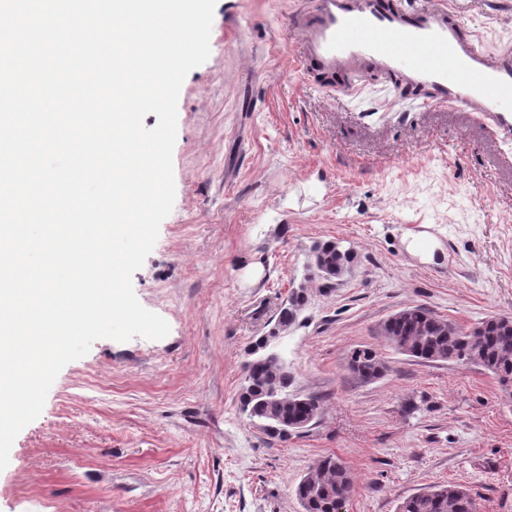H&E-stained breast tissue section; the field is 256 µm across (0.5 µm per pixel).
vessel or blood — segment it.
Returning <instances> with one entry per match:
<instances>
[{
  "label": "vessel or blood",
  "mask_w": 512,
  "mask_h": 512,
  "mask_svg": "<svg viewBox=\"0 0 512 512\" xmlns=\"http://www.w3.org/2000/svg\"><path fill=\"white\" fill-rule=\"evenodd\" d=\"M297 66L314 84L378 75L422 104L476 114L512 140V47L489 48L448 3L310 0L295 16Z\"/></svg>",
  "instance_id": "vessel-or-blood-1"
}]
</instances>
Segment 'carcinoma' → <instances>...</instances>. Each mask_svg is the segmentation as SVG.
Returning a JSON list of instances; mask_svg holds the SVG:
<instances>
[{"mask_svg":"<svg viewBox=\"0 0 512 512\" xmlns=\"http://www.w3.org/2000/svg\"><path fill=\"white\" fill-rule=\"evenodd\" d=\"M355 255L341 249L335 240L316 243L311 265L329 287L354 261ZM306 303L304 288L292 291L288 304L280 308L275 329L291 327ZM481 329L462 328L435 315L422 305L408 306L381 327L380 335L401 354L430 361L474 363L495 376L502 386L512 388V317L491 316L479 322ZM352 372L364 381L383 376L390 365L374 347L355 348L347 353ZM245 385L240 394L241 410L250 421L270 435L285 438L290 428L284 421L300 420L321 409L314 396L299 399L288 395L290 373L263 362L249 351L243 361ZM353 477L344 462L334 456L319 457L298 483L295 495L304 512H336V503L346 501L353 491ZM399 512H477L476 498L464 485L432 487L403 501Z\"/></svg>","mask_w":512,"mask_h":512,"instance_id":"carcinoma-1","label":"carcinoma"}]
</instances>
